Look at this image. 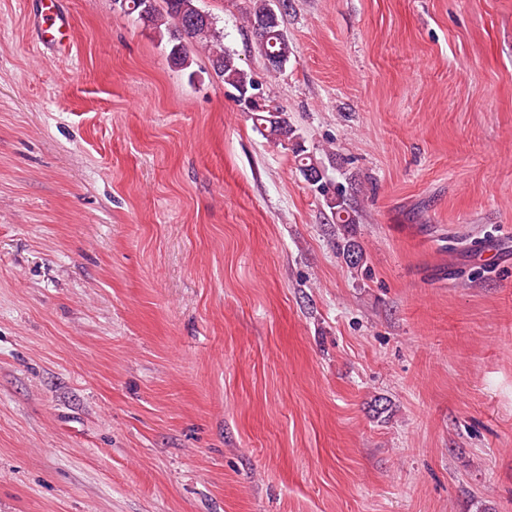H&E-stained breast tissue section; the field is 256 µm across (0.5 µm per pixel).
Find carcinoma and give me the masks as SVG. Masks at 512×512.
<instances>
[{"mask_svg": "<svg viewBox=\"0 0 512 512\" xmlns=\"http://www.w3.org/2000/svg\"><path fill=\"white\" fill-rule=\"evenodd\" d=\"M198 2L199 0H152L148 5L145 0H120L119 6L124 12L137 14L145 26L160 34H168V43L171 45L169 60L180 69L191 66V50L194 46L200 44L208 48L214 71L222 77L225 84L237 92V100L242 102L256 90V83L239 67L234 55L224 49L223 36L217 30L216 23L201 20ZM282 19V12H272L271 0H255L246 17L249 31H254L256 23L269 21L264 32L254 39L255 50L261 58L273 56L280 49V45L288 41L282 28ZM248 111L251 112L254 128L265 139L277 145L292 146L301 173L322 172L316 159L307 153V149L295 137L288 113L257 100L248 107ZM315 188L330 210L332 221L345 230L355 224L356 210L347 195L329 192L326 183L321 180L315 184Z\"/></svg>", "mask_w": 512, "mask_h": 512, "instance_id": "obj_1", "label": "carcinoma"}]
</instances>
